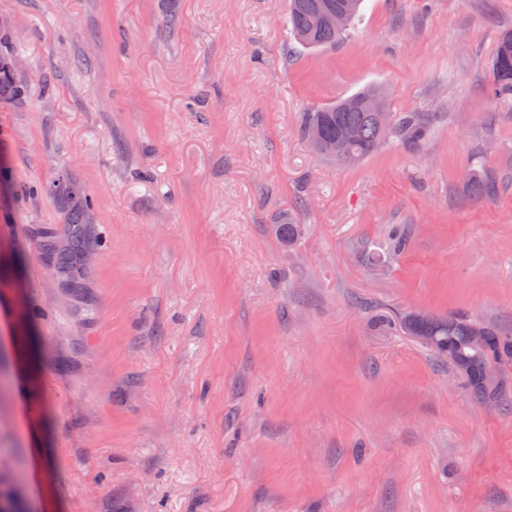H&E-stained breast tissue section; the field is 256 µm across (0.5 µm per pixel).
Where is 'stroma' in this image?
I'll list each match as a JSON object with an SVG mask.
<instances>
[{
    "label": "stroma",
    "instance_id": "1",
    "mask_svg": "<svg viewBox=\"0 0 512 512\" xmlns=\"http://www.w3.org/2000/svg\"><path fill=\"white\" fill-rule=\"evenodd\" d=\"M287 9L0 0L28 85L0 100L18 512H512V394L476 402L403 325L512 336V105L489 92L512 0H363L317 52ZM370 84L429 119L425 144L324 160L303 113ZM473 170L495 183L479 200ZM61 180L93 201L69 273L43 247L71 240Z\"/></svg>",
    "mask_w": 512,
    "mask_h": 512
}]
</instances>
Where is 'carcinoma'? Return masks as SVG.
<instances>
[{
	"mask_svg": "<svg viewBox=\"0 0 512 512\" xmlns=\"http://www.w3.org/2000/svg\"><path fill=\"white\" fill-rule=\"evenodd\" d=\"M361 0H289L288 31L305 49L334 46L345 38L358 15ZM342 13L346 23L338 27L327 15ZM490 92L503 102L512 101V31L500 37L492 64ZM28 86L14 78L7 57L0 50V98L22 99ZM386 99L377 85L368 86L347 98L318 105L304 113L300 131L307 142L317 144V153L345 167L353 166L392 136H400L414 144L425 140L428 126L418 112H406L391 126L381 120L379 111L386 110ZM353 136H348V133ZM87 202L75 203L66 210V223L73 226L71 246L65 263L73 265L83 252L81 225L87 223ZM275 234L285 244L298 242L301 224H275ZM404 325L411 336L432 340L429 349L448 358L456 369L461 385L479 402L498 403L509 391L507 381L497 388H487L483 375L491 365L512 362V336H503L492 326L464 314L437 317L426 313H410ZM484 336L479 348L470 345L474 333Z\"/></svg>",
	"mask_w": 512,
	"mask_h": 512,
	"instance_id": "carcinoma-1",
	"label": "carcinoma"
}]
</instances>
